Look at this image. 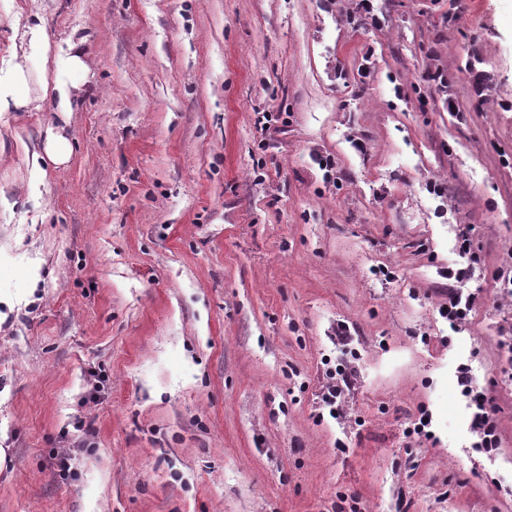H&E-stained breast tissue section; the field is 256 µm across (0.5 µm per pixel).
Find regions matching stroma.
I'll return each instance as SVG.
<instances>
[{
  "instance_id": "obj_1",
  "label": "stroma",
  "mask_w": 512,
  "mask_h": 512,
  "mask_svg": "<svg viewBox=\"0 0 512 512\" xmlns=\"http://www.w3.org/2000/svg\"><path fill=\"white\" fill-rule=\"evenodd\" d=\"M374 6L0 0V59L20 12L85 63L0 113V512H512V0ZM44 153L53 162H62L69 156L70 146L65 138L51 130L47 133ZM459 250L463 257H467L466 264H459L448 267V281L454 284H448V303L445 302L440 307V314L448 319V323L453 328H458L465 324L475 306V295L465 292L461 286H464L473 275L474 264H477V254L472 248V239L469 229L461 230L457 237ZM457 287V288H454ZM336 375H338V378H336V380H334V382H332L328 386L327 392L324 393L323 398H322L325 406L329 407L330 414H332L334 416H336L340 413L339 406H336V403H337V399L340 397V395L343 392L342 383L344 385H347V383L349 381V376H348V373L344 366L339 368L338 373H336ZM457 383L461 387V393L470 399V404L475 411L472 415V428L478 437L476 447L489 456L499 448V434L494 418V399L489 394L475 386L467 368L461 371Z\"/></svg>"
}]
</instances>
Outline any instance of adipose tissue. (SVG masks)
Instances as JSON below:
<instances>
[{
  "mask_svg": "<svg viewBox=\"0 0 512 512\" xmlns=\"http://www.w3.org/2000/svg\"><path fill=\"white\" fill-rule=\"evenodd\" d=\"M17 30L25 46L22 55L0 62V112L27 111L32 95L49 100L53 111L68 114L73 110V73L85 63L80 54L60 58L52 55L51 45L41 25L18 19Z\"/></svg>",
  "mask_w": 512,
  "mask_h": 512,
  "instance_id": "obj_1",
  "label": "adipose tissue"
}]
</instances>
